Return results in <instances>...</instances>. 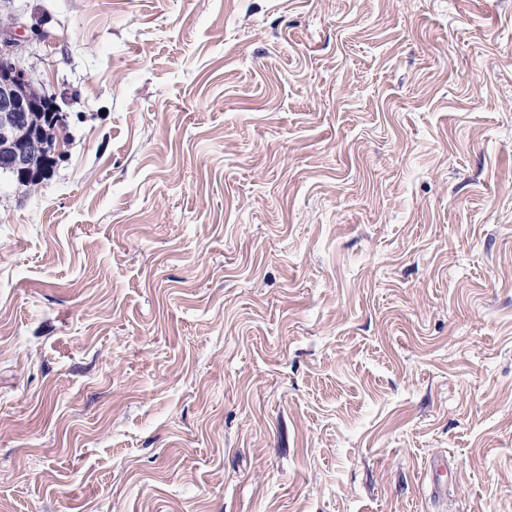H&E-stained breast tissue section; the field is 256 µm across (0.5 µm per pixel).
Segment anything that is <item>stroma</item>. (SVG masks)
Wrapping results in <instances>:
<instances>
[{
  "instance_id": "35a3bbf8",
  "label": "stroma",
  "mask_w": 512,
  "mask_h": 512,
  "mask_svg": "<svg viewBox=\"0 0 512 512\" xmlns=\"http://www.w3.org/2000/svg\"><path fill=\"white\" fill-rule=\"evenodd\" d=\"M7 13L0 512H512V0ZM12 20L11 26L1 27L0 34V173L28 183L32 177L40 181L49 175L52 166H46V159L56 152L54 143L32 128L33 113L46 112L54 124L64 115L55 98L21 65L15 39L3 37Z\"/></svg>"
}]
</instances>
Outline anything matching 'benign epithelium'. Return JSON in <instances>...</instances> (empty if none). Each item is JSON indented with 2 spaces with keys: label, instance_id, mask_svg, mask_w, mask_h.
<instances>
[{
  "label": "benign epithelium",
  "instance_id": "benign-epithelium-1",
  "mask_svg": "<svg viewBox=\"0 0 512 512\" xmlns=\"http://www.w3.org/2000/svg\"><path fill=\"white\" fill-rule=\"evenodd\" d=\"M0 28V173L21 183L40 181L51 168L46 159L55 154L54 143L31 126L35 113H47L48 121L60 123L64 115L56 100L21 65L17 43L5 38Z\"/></svg>",
  "mask_w": 512,
  "mask_h": 512
}]
</instances>
